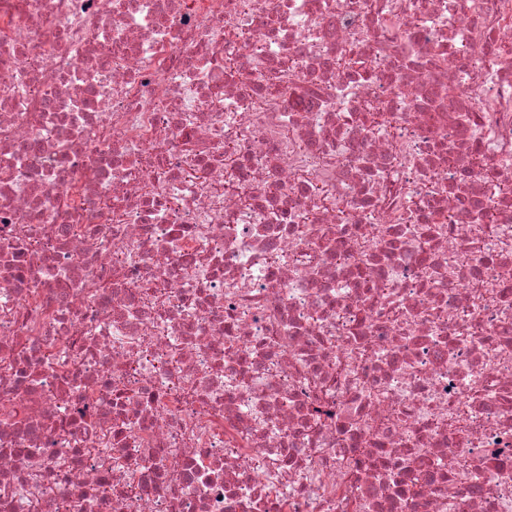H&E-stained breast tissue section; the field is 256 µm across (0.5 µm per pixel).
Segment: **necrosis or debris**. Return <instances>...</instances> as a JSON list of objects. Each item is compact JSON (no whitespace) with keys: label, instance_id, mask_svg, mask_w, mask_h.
I'll return each mask as SVG.
<instances>
[{"label":"necrosis or debris","instance_id":"1","mask_svg":"<svg viewBox=\"0 0 512 512\" xmlns=\"http://www.w3.org/2000/svg\"><path fill=\"white\" fill-rule=\"evenodd\" d=\"M0 512H512V0H0Z\"/></svg>","mask_w":512,"mask_h":512}]
</instances>
